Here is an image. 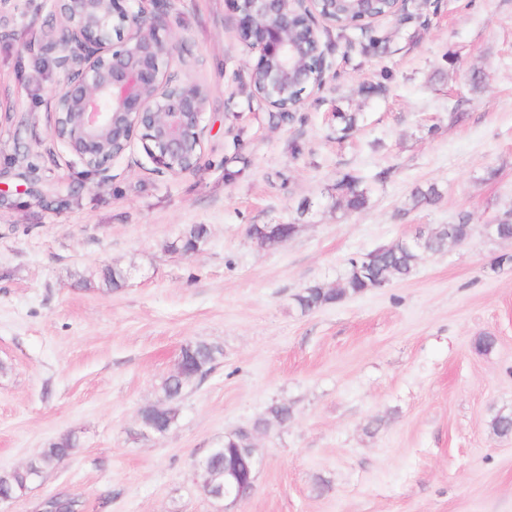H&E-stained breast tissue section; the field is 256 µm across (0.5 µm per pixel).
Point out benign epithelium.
<instances>
[{"label":"benign epithelium","mask_w":512,"mask_h":512,"mask_svg":"<svg viewBox=\"0 0 512 512\" xmlns=\"http://www.w3.org/2000/svg\"><path fill=\"white\" fill-rule=\"evenodd\" d=\"M240 41L261 77L255 93L271 109L294 113L304 93L320 89L331 69L318 22L336 25L349 11L364 28L382 18L376 0H230ZM169 0H43L59 22L42 30L41 50L52 56L62 88L45 102L53 115L52 143L74 154L89 172L109 179L112 160L138 140L163 174L195 170L204 153L203 115L211 91L163 68L179 42L161 34ZM246 468L225 467L224 488L212 497L233 505L255 488V448L237 449Z\"/></svg>","instance_id":"benign-epithelium-1"}]
</instances>
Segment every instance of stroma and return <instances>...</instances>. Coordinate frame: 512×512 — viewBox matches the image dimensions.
Listing matches in <instances>:
<instances>
[{"instance_id":"stroma-1","label":"stroma","mask_w":512,"mask_h":512,"mask_svg":"<svg viewBox=\"0 0 512 512\" xmlns=\"http://www.w3.org/2000/svg\"><path fill=\"white\" fill-rule=\"evenodd\" d=\"M412 18L321 30L331 65L293 120L254 95L229 0H171L180 41L166 63L207 85L199 168L154 171L141 144L101 182L54 147L43 99L60 73L39 48L48 10L0 8V472L71 433L77 448L0 512L64 492L83 512H512V0H410ZM487 80L474 86V71ZM340 112L360 121L341 131ZM364 177L367 209L336 208V181ZM437 186L435 204H411ZM473 240L423 256L407 279L302 312L311 284L338 288L348 258L454 223ZM253 224H295L258 247ZM207 234L196 252L181 238ZM123 271L106 291L100 270ZM491 335L490 351L476 350ZM221 347L176 402L166 436L135 437L189 342ZM292 417L257 427L268 407ZM251 431L253 495L205 496L195 464Z\"/></svg>"}]
</instances>
